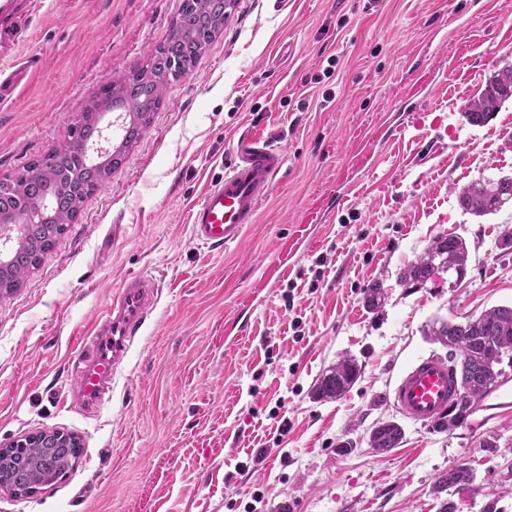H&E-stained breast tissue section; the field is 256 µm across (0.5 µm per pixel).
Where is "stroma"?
Instances as JSON below:
<instances>
[{"label": "stroma", "mask_w": 512, "mask_h": 512, "mask_svg": "<svg viewBox=\"0 0 512 512\" xmlns=\"http://www.w3.org/2000/svg\"><path fill=\"white\" fill-rule=\"evenodd\" d=\"M183 0H42L10 62L37 74L0 104V178L68 141L102 86L145 66ZM512 0H235L195 68L166 90L142 138L84 199L36 269L0 299V442L58 430L81 458L0 512H440L439 476L468 460L457 512H512V402L436 432L389 399L398 374L447 356L425 331L512 305V204L477 217L458 204L479 180L512 175V99L481 126L471 99L512 68L500 24ZM263 124L285 174L220 249L191 236L190 209L224 174L234 137ZM373 165L356 166L359 145ZM320 219L286 279L252 282L309 211ZM464 238L465 279L403 288L396 275L440 236ZM159 299L100 410L58 404L75 335L127 277ZM383 281L372 309L363 292ZM251 297L246 334L227 322ZM345 355L361 376L338 400L317 380ZM400 424L385 454L376 423ZM402 438L403 431L400 425L390 421L370 436V445L378 453H385L398 447Z\"/></svg>", "instance_id": "stroma-1"}]
</instances>
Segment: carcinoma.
<instances>
[{"label": "carcinoma", "mask_w": 512, "mask_h": 512, "mask_svg": "<svg viewBox=\"0 0 512 512\" xmlns=\"http://www.w3.org/2000/svg\"><path fill=\"white\" fill-rule=\"evenodd\" d=\"M226 17L225 0H183L168 38L152 51L145 67L133 71L119 83L101 88L74 122L69 141L3 179L6 192L0 195V224L41 213L44 221L32 225L27 238L9 246L10 262L0 268V298L13 293L41 264L56 239L73 222L80 203L111 176L120 165L124 151L141 139L167 87L195 68L202 51L224 27ZM490 87L491 84H486L481 95L468 104L466 116L470 124H484L505 102L504 98L494 96ZM116 104L136 113L135 120L124 126L123 137L113 150L89 164L83 146L98 139L99 114ZM458 203L464 211L478 217L494 214L504 207L478 181L462 189ZM436 259L452 270L467 267L464 240L452 233L438 238L423 255L401 270L405 287L422 283L430 275L431 263ZM382 300L381 283L373 282L365 288L367 306L375 308ZM427 335L448 337V361L459 368L460 386L473 390L493 379L490 364L497 361L494 353H512V306L493 307L476 322L443 321L440 326L427 330ZM359 376L356 360L343 358L320 379L315 396L322 400L338 399ZM402 438L400 425L390 421L370 436V445L377 452L385 453L398 447ZM24 453L22 464L0 460V484L15 485L20 481L50 485L72 470L78 458L69 436L53 448L44 446V439L39 437L29 443ZM471 483L470 469L458 466L439 478L436 491L442 493Z\"/></svg>", "instance_id": "cac0c4a2"}]
</instances>
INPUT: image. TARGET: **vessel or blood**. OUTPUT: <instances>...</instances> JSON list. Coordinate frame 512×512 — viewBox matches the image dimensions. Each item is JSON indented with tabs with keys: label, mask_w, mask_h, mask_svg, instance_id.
<instances>
[{
	"label": "vessel or blood",
	"mask_w": 512,
	"mask_h": 512,
	"mask_svg": "<svg viewBox=\"0 0 512 512\" xmlns=\"http://www.w3.org/2000/svg\"><path fill=\"white\" fill-rule=\"evenodd\" d=\"M40 0H0V48L18 43L28 31ZM37 68L27 61L0 69V101ZM286 163L282 149L264 130L250 127L233 141L223 176L207 184L190 215L192 237L202 245L224 247L240 242L246 225L254 223L258 209L272 192ZM305 225L293 227L290 238L278 242L275 258L261 268L258 282L269 286L288 276L286 256ZM156 283L144 276L126 278L101 311L92 328L81 333L72 378L74 397L90 408L109 399L112 383L135 337L157 301ZM459 373L447 361L428 357L404 369L391 392L392 403L407 419L429 424L454 403Z\"/></svg>",
	"instance_id": "b4317fda"
}]
</instances>
